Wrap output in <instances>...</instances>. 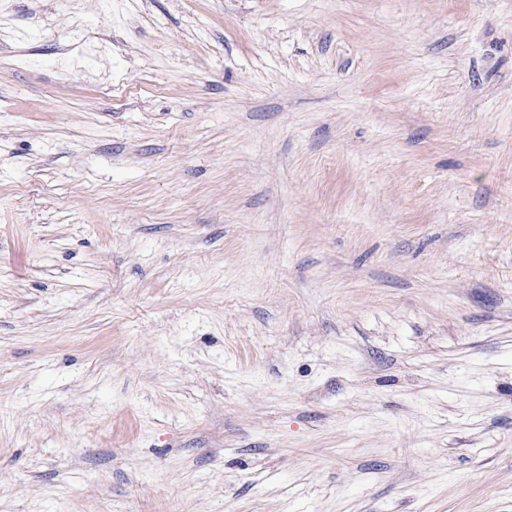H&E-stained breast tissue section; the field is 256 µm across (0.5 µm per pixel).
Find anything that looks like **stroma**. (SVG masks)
<instances>
[{"label":"stroma","mask_w":512,"mask_h":512,"mask_svg":"<svg viewBox=\"0 0 512 512\" xmlns=\"http://www.w3.org/2000/svg\"><path fill=\"white\" fill-rule=\"evenodd\" d=\"M0 512H512V0H0Z\"/></svg>","instance_id":"stroma-1"}]
</instances>
